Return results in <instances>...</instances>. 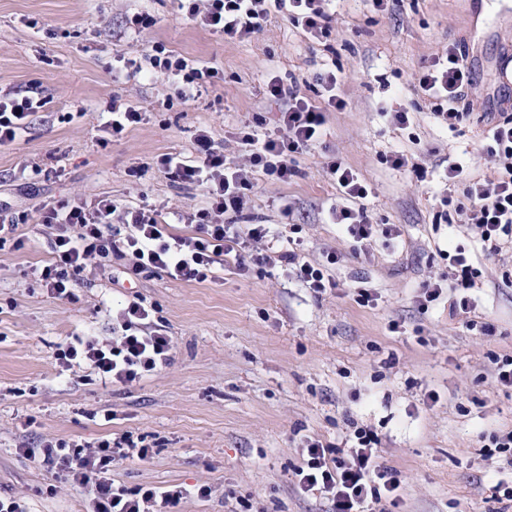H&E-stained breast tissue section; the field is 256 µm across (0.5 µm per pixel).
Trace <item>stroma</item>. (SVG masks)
Instances as JSON below:
<instances>
[{
	"mask_svg": "<svg viewBox=\"0 0 512 512\" xmlns=\"http://www.w3.org/2000/svg\"><path fill=\"white\" fill-rule=\"evenodd\" d=\"M143 3L156 24L136 37L126 25L135 0H0V91L47 101L23 137L0 148V214L33 216L49 202L99 195L165 212L199 206L201 188L158 173L134 186L129 168L192 155L202 129L241 161L231 133L274 129L284 106L265 97L267 74L312 98L317 73L332 68L345 109L327 113L321 143L296 155L297 176L258 178L249 221L282 239L299 233L309 260L340 253L337 286L318 296L280 267L242 275L231 255L203 281L133 277L130 256L115 253L78 275L74 300H61L36 274L52 258L53 230L20 225L23 247L0 248V495L22 498L28 512H91L86 489L25 451L46 439L93 443L130 431L153 455L115 467L113 478L129 488L183 487L176 512H237L243 501L248 512H332L330 500L301 491L295 471L309 441L336 444L358 425L378 435L380 464L401 480L389 512H512V502L492 498L484 459L491 436L512 430V390L495 383L491 363L512 355L504 280L512 244L480 256L471 312L449 316L444 297L420 306L422 283L447 275V253L480 249L471 225L447 222L433 195L445 189L463 205L467 180L495 176L481 148L488 113L512 114V0H404L383 15L367 0H329L330 41L275 13L245 43L189 21L176 0ZM453 42L466 45L474 77L470 118L456 131L434 119L416 82ZM158 44L218 69L200 99L172 97L161 78H114L116 55L142 60ZM115 96L135 100L146 119L108 138ZM397 111L408 112L406 126L393 122ZM397 152L425 177L392 168ZM334 154L367 183L370 223L397 225L400 238L359 243L331 223L330 208L344 204L322 172ZM452 162L465 178L449 185ZM275 199L288 212L273 208ZM364 288L374 297L366 306ZM136 295L153 308L148 331L173 337L170 363L129 385L83 367L60 372L55 357L67 338L111 337L113 316Z\"/></svg>",
	"mask_w": 512,
	"mask_h": 512,
	"instance_id": "obj_1",
	"label": "stroma"
}]
</instances>
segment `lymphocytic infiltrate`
I'll list each match as a JSON object with an SVG mask.
<instances>
[{
  "label": "lymphocytic infiltrate",
  "mask_w": 512,
  "mask_h": 512,
  "mask_svg": "<svg viewBox=\"0 0 512 512\" xmlns=\"http://www.w3.org/2000/svg\"><path fill=\"white\" fill-rule=\"evenodd\" d=\"M327 0H178V7L188 19L227 41H244L260 32L271 13L289 16L302 30L316 38L329 37L332 17L325 10ZM463 45L449 44L444 55L433 59L420 71L418 89L428 100L431 113L450 130H457L467 118L466 97L473 85ZM115 74L126 78L165 77L182 101L201 98L207 92L218 69L197 66L158 45L148 63L118 56ZM319 100H312L294 88L286 87L279 77L265 82V94L286 100L277 132L259 134L256 128L237 130L235 141L244 146L243 163H228L222 147L216 146L208 131L196 137L197 155L187 158L165 153L155 164L143 163L130 169L135 180H143L150 171H158L171 181L196 185L203 190L202 207L178 213L181 224L197 225L195 236H175L158 209L121 206L110 197L76 198L58 205L45 204L38 211L39 223L53 228V261L39 268L44 288L59 299H72L76 276L100 259L120 251L133 259L131 272L163 274L175 280L206 279L221 257L234 255L238 271H246L247 259L268 266H285L289 275L320 295L335 288L329 273L340 257L331 252L325 263L312 262L303 254L302 241L291 238L284 250L271 254H253L254 244L271 234L269 225L240 227L230 221V214H240L251 206L255 174L280 182L296 176L295 157L320 139L325 115L343 110L345 100L338 92L335 72L318 74ZM43 100L30 96L0 95V147L21 139L27 120L43 108ZM485 149L497 176L492 180H470L465 195L470 202L465 212L482 251L500 253L506 237H512V115L501 116L489 127ZM324 172L336 182L347 200L345 207L331 209L333 223L345 225L356 241L378 235L400 236L398 227H379L370 223L363 201L369 195L366 183L341 158H331ZM120 215L125 232L115 236L113 215ZM476 255L459 250L449 257L447 281H425L421 303L429 305L440 299L443 291H452L450 314L467 313L472 308L471 292L482 275ZM149 311L140 299H133L118 316L114 336L99 340L92 336H73L60 346L56 358L63 369L86 366L101 380L130 384L166 365L172 358L174 341L167 334L147 336L135 331L138 322L148 319ZM348 447L313 440L306 447L307 456L297 475L304 492H319L331 500L334 512H366L369 505H381L383 499H396L401 481L379 463V439L372 431L355 428ZM153 450L144 438L125 432L115 439L95 443L49 439L34 462L55 470L66 482L91 489L93 512H170L182 496V489L157 488L131 490L115 483L114 465L126 460H145Z\"/></svg>",
  "instance_id": "f902f5d3"
}]
</instances>
